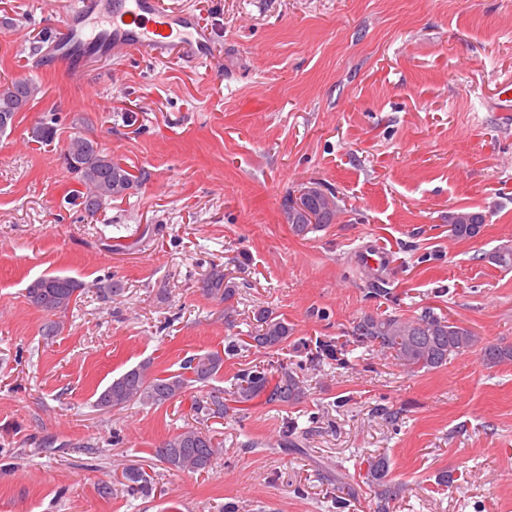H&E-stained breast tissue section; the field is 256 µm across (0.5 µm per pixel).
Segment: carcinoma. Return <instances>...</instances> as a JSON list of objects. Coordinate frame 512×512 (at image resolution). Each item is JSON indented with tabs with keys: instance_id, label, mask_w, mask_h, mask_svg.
Wrapping results in <instances>:
<instances>
[{
	"instance_id": "carcinoma-1",
	"label": "carcinoma",
	"mask_w": 512,
	"mask_h": 512,
	"mask_svg": "<svg viewBox=\"0 0 512 512\" xmlns=\"http://www.w3.org/2000/svg\"><path fill=\"white\" fill-rule=\"evenodd\" d=\"M39 92V87L28 80H15L0 85V132L7 130L20 112ZM67 169L85 187L81 205L89 214H96L112 200L121 198L137 186L139 180L120 162L103 152L97 141L84 135L70 139L64 154ZM314 196L307 204L305 214L293 211L292 195H287L282 208L291 229L298 236H305L336 219V205L316 182L310 183ZM451 235L458 239L477 237L486 224V214L481 211L463 210L448 219ZM202 293L224 303V315L235 313L234 300L239 287L234 278L215 264L198 284ZM84 291L76 279L64 275H46L37 278L26 288L28 301L51 320L44 326V335L54 336L60 322L53 317L66 313L71 303ZM253 328L250 339L254 346L265 350H280L292 335L288 321L272 311L259 307L252 311ZM351 335L357 342L370 345L392 357L405 368L433 370L448 364L452 354L472 350L479 337L469 328L449 322L431 311L414 318L365 313L353 322ZM486 364L512 362V347L487 345L482 348ZM224 364L217 352L193 358L184 363L185 373L157 376L151 374V363L139 364L112 382L100 392L96 406L103 411L120 409L133 402L151 407H162L179 398L192 382H205L216 376ZM231 401L245 406L256 399L266 404L292 406L305 397V386L292 369L282 367L251 366L237 375V382L230 393ZM230 410L222 397L214 395L205 404H196V411L221 417ZM219 446L213 437L201 429L187 425L171 435L154 450L155 456L173 471L203 472L212 465ZM125 479L132 490L146 492L151 484L148 474L139 468L125 471ZM366 484L373 488L377 499L376 512H387L389 504L405 492V485L391 476L389 462L384 456L367 458Z\"/></svg>"
}]
</instances>
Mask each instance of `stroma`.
<instances>
[{
	"instance_id": "stroma-1",
	"label": "stroma",
	"mask_w": 512,
	"mask_h": 512,
	"mask_svg": "<svg viewBox=\"0 0 512 512\" xmlns=\"http://www.w3.org/2000/svg\"><path fill=\"white\" fill-rule=\"evenodd\" d=\"M164 2L209 28L218 58L46 67L71 0H0V84L41 88L0 134V512H374L360 475L379 454L406 486L389 512H512V363L474 349L411 372L350 334L366 312L430 310L512 346V268L490 260L512 248V112L485 102L512 75V0ZM78 133L142 177L92 216L64 163ZM309 182L338 213L300 237L281 205ZM464 207L486 213L479 237L450 235ZM215 264L239 285L229 318L197 286ZM50 274L85 289L48 339L26 288ZM113 281L123 294L103 297ZM260 306L291 327L282 350L249 346ZM325 341L339 360L317 358ZM216 351L221 371L182 400L95 405L140 362L168 375ZM279 364L299 366L300 404L195 412L241 369ZM290 421L297 453L280 444ZM188 423L222 447L206 472L154 455Z\"/></svg>"
}]
</instances>
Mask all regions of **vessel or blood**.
I'll list each match as a JSON object with an SVG mask.
<instances>
[{
	"label": "vessel or blood",
	"instance_id": "vessel-or-blood-1",
	"mask_svg": "<svg viewBox=\"0 0 512 512\" xmlns=\"http://www.w3.org/2000/svg\"><path fill=\"white\" fill-rule=\"evenodd\" d=\"M162 61L211 57L210 35L195 14L168 11L159 0H74L46 49L50 66L84 67L91 47Z\"/></svg>",
	"mask_w": 512,
	"mask_h": 512
}]
</instances>
